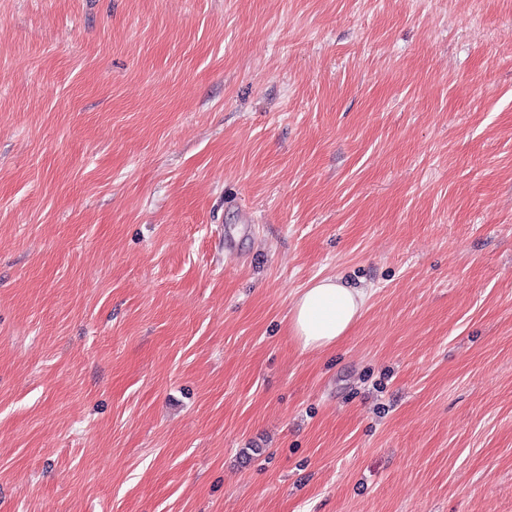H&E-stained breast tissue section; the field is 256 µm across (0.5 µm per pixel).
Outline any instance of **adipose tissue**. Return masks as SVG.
<instances>
[{"label": "adipose tissue", "mask_w": 512, "mask_h": 512, "mask_svg": "<svg viewBox=\"0 0 512 512\" xmlns=\"http://www.w3.org/2000/svg\"><path fill=\"white\" fill-rule=\"evenodd\" d=\"M366 295L362 289L326 277L304 288L290 310L291 331L303 348L334 346L359 318Z\"/></svg>", "instance_id": "ef3b65f1"}]
</instances>
